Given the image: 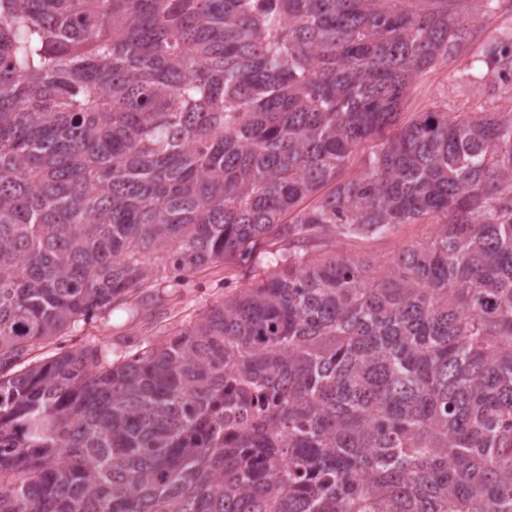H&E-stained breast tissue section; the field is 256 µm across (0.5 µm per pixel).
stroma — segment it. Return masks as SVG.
<instances>
[{"mask_svg":"<svg viewBox=\"0 0 512 512\" xmlns=\"http://www.w3.org/2000/svg\"><path fill=\"white\" fill-rule=\"evenodd\" d=\"M479 31V38L459 56L438 61L412 83L400 116L409 123L419 113L440 110L448 113H512V80L482 63L484 48L512 32V0H469L465 14ZM435 232L432 220L399 224L387 233L363 238H320L310 254L320 257L342 253L368 256L383 262L402 247L427 241ZM278 240H262L250 260L228 258L198 269L183 284L166 276L154 288L156 300L137 313L116 309L79 324L77 330L59 338L62 346L80 347L95 343L108 346L113 357L130 358L134 353L164 342L170 333L194 323L203 311L221 304L241 289L255 284L274 269L273 253Z\"/></svg>","mask_w":512,"mask_h":512,"instance_id":"35a3bbf8","label":"stroma"}]
</instances>
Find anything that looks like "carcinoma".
Instances as JSON below:
<instances>
[{"label": "carcinoma", "mask_w": 512, "mask_h": 512, "mask_svg": "<svg viewBox=\"0 0 512 512\" xmlns=\"http://www.w3.org/2000/svg\"><path fill=\"white\" fill-rule=\"evenodd\" d=\"M461 2L0 0V512H512V116L382 140L478 37ZM426 217L384 265L309 258ZM269 234L160 345L34 355L152 304L150 255Z\"/></svg>", "instance_id": "1"}]
</instances>
